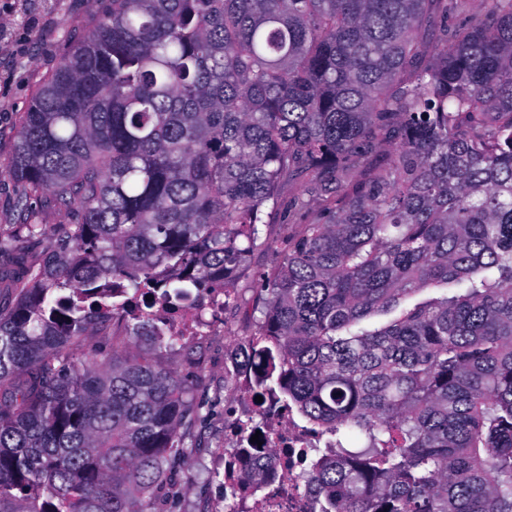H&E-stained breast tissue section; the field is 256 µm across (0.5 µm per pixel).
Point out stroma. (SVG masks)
I'll return each instance as SVG.
<instances>
[{"instance_id":"35a3bbf8","label":"stroma","mask_w":512,"mask_h":512,"mask_svg":"<svg viewBox=\"0 0 512 512\" xmlns=\"http://www.w3.org/2000/svg\"><path fill=\"white\" fill-rule=\"evenodd\" d=\"M110 7V0H0V231L15 234L21 182L8 172L19 136L21 116L45 81L64 58L96 27ZM318 192L311 176L304 175L282 187L276 209L266 210L262 233L269 246L251 251L235 283L233 303L224 308V325L174 348L155 353L141 343H128L131 353L147 356L172 368L190 389L199 407L191 429L200 448L170 465L165 484L178 488L167 495L166 512H224V426L226 412L238 386L232 376L236 347L254 329L260 313L255 288L263 274L276 268L288 251L282 222L295 197L314 198ZM31 206L43 226L40 239L29 249L45 254L72 217L40 199ZM126 328L104 323L71 347L76 360L104 362L112 357L113 344L122 342Z\"/></svg>"}]
</instances>
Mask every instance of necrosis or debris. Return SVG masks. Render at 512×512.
<instances>
[{
	"instance_id": "4bbe7bcc",
	"label": "necrosis or debris",
	"mask_w": 512,
	"mask_h": 512,
	"mask_svg": "<svg viewBox=\"0 0 512 512\" xmlns=\"http://www.w3.org/2000/svg\"><path fill=\"white\" fill-rule=\"evenodd\" d=\"M123 310L130 317L148 312L154 320L153 334L159 339L186 342L213 328L224 314V291L206 288L194 292L191 300L170 306L153 300L148 309L128 303ZM259 436L265 451L273 455L272 468L280 486L277 493L259 495L241 479V467L226 470L224 477L233 482L244 512H311V505L294 482L303 469L310 449L320 447L324 435L317 429L300 424L287 405L263 399L255 403L250 384H242L238 409L226 437V446L236 449L250 444Z\"/></svg>"
}]
</instances>
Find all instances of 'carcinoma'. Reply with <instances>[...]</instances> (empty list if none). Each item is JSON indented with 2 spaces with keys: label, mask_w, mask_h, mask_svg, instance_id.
<instances>
[{
  "label": "carcinoma",
  "mask_w": 512,
  "mask_h": 512,
  "mask_svg": "<svg viewBox=\"0 0 512 512\" xmlns=\"http://www.w3.org/2000/svg\"><path fill=\"white\" fill-rule=\"evenodd\" d=\"M9 172L28 238L31 196L74 222L42 261L0 238V512H160L188 391L64 350L117 297L233 288L301 175L334 206L260 278L240 350L332 436L298 476L312 512H512V0H112ZM245 478L271 490L268 457Z\"/></svg>",
  "instance_id": "cac0c4a2"
}]
</instances>
